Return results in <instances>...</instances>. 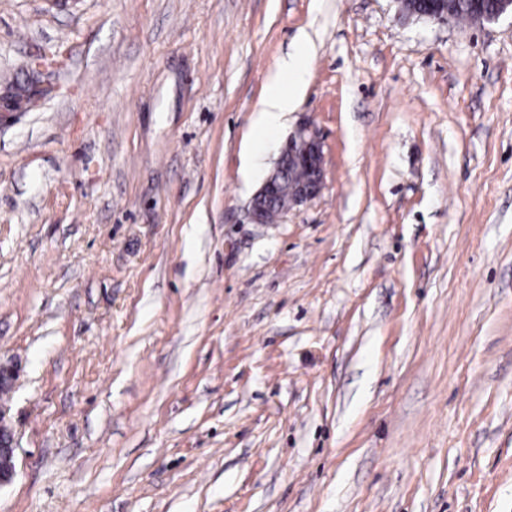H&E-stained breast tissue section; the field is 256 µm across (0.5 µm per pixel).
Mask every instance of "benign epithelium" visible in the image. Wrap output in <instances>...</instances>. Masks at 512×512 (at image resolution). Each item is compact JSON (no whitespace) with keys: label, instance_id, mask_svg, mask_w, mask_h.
I'll list each match as a JSON object with an SVG mask.
<instances>
[{"label":"benign epithelium","instance_id":"obj_1","mask_svg":"<svg viewBox=\"0 0 512 512\" xmlns=\"http://www.w3.org/2000/svg\"><path fill=\"white\" fill-rule=\"evenodd\" d=\"M429 2L431 5L417 12L418 16L438 22H446L453 18L447 0ZM472 14L476 23L495 22L502 16H512V0H499L497 9L490 13L483 10L482 0H472ZM53 65L55 60L51 54L41 53L30 60L27 72L32 93L29 100L23 102L22 109L30 108L43 96L45 88L40 76ZM293 162L307 169L308 178L294 188L290 204H302L320 192L324 177L322 145L316 133L303 126L283 144L273 170L251 198L249 214L254 223H266L268 213L277 205V187L288 176ZM14 451V435L4 424V411L0 409V488L11 483L14 477Z\"/></svg>","mask_w":512,"mask_h":512}]
</instances>
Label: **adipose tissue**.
Wrapping results in <instances>:
<instances>
[{"label":"adipose tissue","mask_w":512,"mask_h":512,"mask_svg":"<svg viewBox=\"0 0 512 512\" xmlns=\"http://www.w3.org/2000/svg\"><path fill=\"white\" fill-rule=\"evenodd\" d=\"M308 49L298 42L293 54L279 66L276 78L268 84L259 109V133L269 134L277 128L285 113L293 111L306 84Z\"/></svg>","instance_id":"obj_1"}]
</instances>
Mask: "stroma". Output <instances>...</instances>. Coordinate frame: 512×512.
<instances>
[{
  "label": "stroma",
  "mask_w": 512,
  "mask_h": 512,
  "mask_svg": "<svg viewBox=\"0 0 512 512\" xmlns=\"http://www.w3.org/2000/svg\"><path fill=\"white\" fill-rule=\"evenodd\" d=\"M55 49L0 120V512H512V17L0 0V96ZM304 123L319 195L251 223ZM308 49L303 39L293 54L279 66L276 78L268 84L256 126L257 132L269 134L277 128L285 113L292 112L306 84ZM61 60L59 59L57 64L53 59L52 54L41 53L39 55H35L29 62L27 72H28V80L32 85V93L28 101H24L22 107L19 110H26L33 106L42 96L43 92L47 91L40 80V76L47 71L53 65L60 66ZM19 110H4L2 113L15 112ZM1 113V116H2ZM0 116V117H1ZM4 418V411L0 407V434H2V448H0V488L11 483L15 474L14 435L4 424Z\"/></svg>",
  "instance_id": "35a3bbf8"
}]
</instances>
